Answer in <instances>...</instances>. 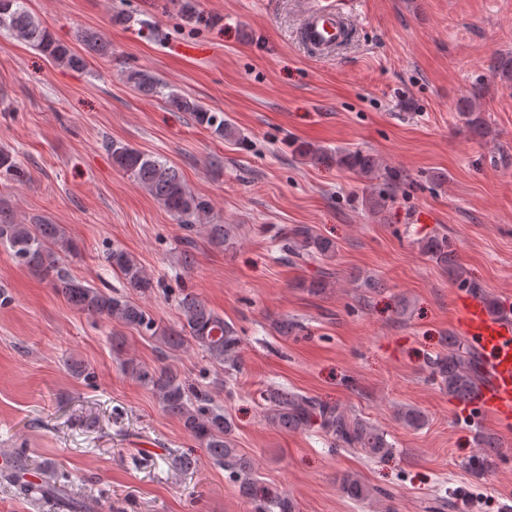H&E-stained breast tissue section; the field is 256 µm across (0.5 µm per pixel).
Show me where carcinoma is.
Returning a JSON list of instances; mask_svg holds the SVG:
<instances>
[{"instance_id": "cac0c4a2", "label": "carcinoma", "mask_w": 512, "mask_h": 512, "mask_svg": "<svg viewBox=\"0 0 512 512\" xmlns=\"http://www.w3.org/2000/svg\"><path fill=\"white\" fill-rule=\"evenodd\" d=\"M0 32L30 44L59 66L83 69L84 57L58 40L43 22L30 12L26 0H0ZM76 38L98 55H112V44L90 30L76 32ZM128 84L141 94L158 97L180 112H187L200 126L209 129L219 139H234L236 131L222 112H212L197 100L171 89L152 71L128 66L124 70ZM462 119L473 135L484 138L489 126L479 112H464ZM106 148L113 165L137 181L171 216L181 224H200L209 243L218 248L230 240L231 226L208 223L210 203L190 191L178 169L159 156L148 155L127 144L109 141ZM336 163L358 173L371 182L382 176L376 158L361 150L336 152ZM0 178L15 182L28 180V172L17 155L0 150ZM284 248L295 256L317 254L324 260L336 256V244L314 235L306 226H296L284 233ZM0 244L8 247L15 262L33 275L60 291L78 310L142 335L156 338L168 350L179 352L189 345L197 346L224 373L238 372L242 365V340L236 328L224 321V316L210 308L191 292H181L176 298L180 321L174 328H163L129 293L146 296L153 289V277L128 251L114 246L104 255V261L119 274L125 291L108 290L85 285L71 277L62 265L63 257L75 250L72 238L60 224L36 218L26 224L10 211L0 209ZM419 250L440 267L451 272L458 287L484 300L489 308L500 310L498 301L486 296L470 279L468 271L453 257L448 237L430 235L416 241ZM434 373L448 396L466 402L483 383L482 362L476 350L459 338H449L448 354L432 362ZM127 376L151 390L163 410L175 418L184 431L206 449L212 462L224 469L239 488L254 512H295V505L285 492L261 486L254 478L253 463L242 454L234 439L235 425L215 404L214 393L188 383L170 366L151 368L128 358L123 363ZM270 404L269 421L288 431L321 430L336 448L362 452L369 458L383 459L393 454V443L373 423L348 413L337 405H328L312 397L285 388H270L263 393ZM399 418L408 428L418 430L426 423L419 409L404 407ZM486 447L470 457L468 468L481 474L489 465L494 441L482 440ZM28 471L25 454L15 452L13 469L7 478L23 482ZM341 490L350 499L361 501L369 489L356 476L345 474Z\"/></svg>"}]
</instances>
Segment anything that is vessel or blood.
<instances>
[{
	"label": "vessel or blood",
	"mask_w": 512,
	"mask_h": 512,
	"mask_svg": "<svg viewBox=\"0 0 512 512\" xmlns=\"http://www.w3.org/2000/svg\"><path fill=\"white\" fill-rule=\"evenodd\" d=\"M353 26V17L344 5L313 6L303 13L300 35L311 51L325 56ZM455 327L483 360L485 382L476 408L499 425H512V320L491 314L484 302L466 295L457 302Z\"/></svg>",
	"instance_id": "vessel-or-blood-1"
}]
</instances>
